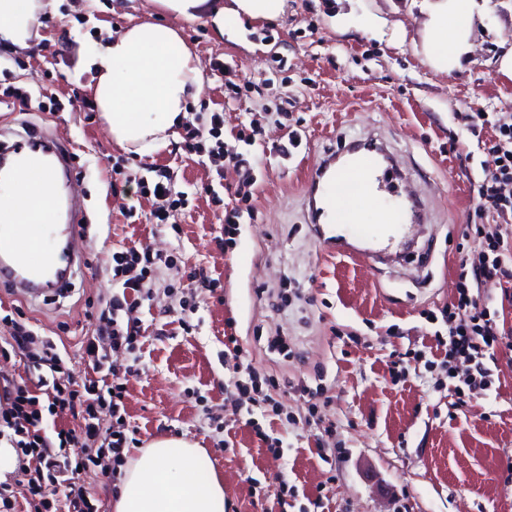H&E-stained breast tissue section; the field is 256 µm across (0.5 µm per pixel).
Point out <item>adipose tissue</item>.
Instances as JSON below:
<instances>
[{
    "instance_id": "adipose-tissue-1",
    "label": "adipose tissue",
    "mask_w": 512,
    "mask_h": 512,
    "mask_svg": "<svg viewBox=\"0 0 512 512\" xmlns=\"http://www.w3.org/2000/svg\"><path fill=\"white\" fill-rule=\"evenodd\" d=\"M49 0H0V42L26 49ZM168 13L212 25L217 33L243 20L274 21L285 0H156ZM426 16L423 55L440 72L461 68L472 51L477 0H409ZM85 56L95 75L90 91L113 143L147 154L162 146L202 91L195 51L165 21L130 24ZM59 196L52 170L32 166L0 183V223L15 224L32 208L51 210ZM114 512H224V480L196 443L162 437L126 468Z\"/></svg>"
}]
</instances>
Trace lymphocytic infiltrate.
<instances>
[{
    "label": "lymphocytic infiltrate",
    "instance_id": "lymphocytic-infiltrate-1",
    "mask_svg": "<svg viewBox=\"0 0 512 512\" xmlns=\"http://www.w3.org/2000/svg\"><path fill=\"white\" fill-rule=\"evenodd\" d=\"M471 127L493 124L499 141L493 147L498 165L485 175L478 188L480 207L500 214L512 211V117L489 122L485 113L467 117ZM143 194L159 196L161 204L155 212L158 223H167L173 210L185 206L188 194L168 171H157L154 180L140 179ZM112 277L124 288L133 290L134 300L118 295L105 300L100 318L103 326L98 335L87 338L83 350L93 369L109 363L111 351L131 347L140 334L135 320L124 319L131 302L150 297L146 278L155 263L149 250L129 248L113 254ZM459 287L455 302L448 308V350L451 359L468 362L467 386H487L488 370L482 358L499 343L498 315L480 296L470 292V282H483L503 277L512 278V230L504 229L487 240L478 255L461 251ZM31 359L38 368H47L49 377L38 380L37 391L27 385L5 379L0 381V399L8 403L0 412V437L6 438L16 451L21 479L18 484H0V512H14L12 500L23 492L30 512H99L97 505L75 476L79 469L96 466L120 478L123 450L130 442L120 424L124 409V385L120 375L103 389L98 384L78 382L70 375L65 356L57 344L41 340ZM68 410L80 412L78 429L59 430L56 437L42 433L39 424L43 413ZM114 424L103 427V416Z\"/></svg>",
    "mask_w": 512,
    "mask_h": 512
}]
</instances>
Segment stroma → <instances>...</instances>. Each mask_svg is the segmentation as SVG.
I'll list each match as a JSON object with an SVG mask.
<instances>
[{
    "label": "stroma",
    "mask_w": 512,
    "mask_h": 512,
    "mask_svg": "<svg viewBox=\"0 0 512 512\" xmlns=\"http://www.w3.org/2000/svg\"><path fill=\"white\" fill-rule=\"evenodd\" d=\"M153 0H53L26 50H7V87L48 88L59 112L0 105V140L37 130L65 134L78 176L69 198L82 200L88 230L72 244L84 257L71 291L21 307L38 334L64 343L77 381L97 380L82 349L100 326L86 301L121 292L112 256L146 246L162 257L152 298L133 309L141 327L134 350L112 353L124 372L125 418L140 447L180 436L205 448L224 477L225 512H512V361L487 356L489 389L458 390L442 363L443 312L458 286V246L480 250L467 225L498 220L478 205L477 189L494 170L492 126L471 131L472 112L512 114V82L498 73L502 43H512V0H486L472 26L473 51L462 69L433 71L420 50L425 17L393 13L388 0H287L275 22H245L234 42L203 23L182 24L202 64L201 94L188 119L208 133L223 112L224 154L215 167L184 147V129L142 155L115 146L99 112L67 109L89 97L94 72L80 62L86 40L105 41L131 22L158 18ZM381 18L379 29L366 18ZM230 64L240 109L262 127L254 145L226 111L215 63ZM302 142L278 149L289 132ZM374 137L394 152L409 179L401 191L425 205L414 244L401 259L376 263L337 254L307 222V169L324 152ZM245 155L256 179L249 215L224 246V215L235 208ZM165 168L190 195L174 225L157 224L154 198L137 182L110 190L115 164ZM219 189L220 202L207 194ZM134 219H127V212ZM218 279L215 290L193 276ZM193 310L190 325L179 309ZM235 336L271 406L235 411Z\"/></svg>",
    "instance_id": "stroma-1"
}]
</instances>
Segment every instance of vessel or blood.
Returning <instances> with one entry per match:
<instances>
[{
    "label": "vessel or blood",
    "mask_w": 512,
    "mask_h": 512,
    "mask_svg": "<svg viewBox=\"0 0 512 512\" xmlns=\"http://www.w3.org/2000/svg\"><path fill=\"white\" fill-rule=\"evenodd\" d=\"M43 156L52 167L75 175L69 144L33 132L13 141L0 153V161L10 166ZM344 156L340 162L330 152L310 167L308 220L320 239L326 236L325 225L341 226L347 235L366 243L364 256L372 259L401 241L415 211L395 185L394 166L383 148L356 141ZM83 235V211L77 203L63 223L55 214L40 213L30 224L0 225V288L9 287L32 301L69 286L77 258L67 250Z\"/></svg>",
    "instance_id": "vessel-or-blood-1"
}]
</instances>
